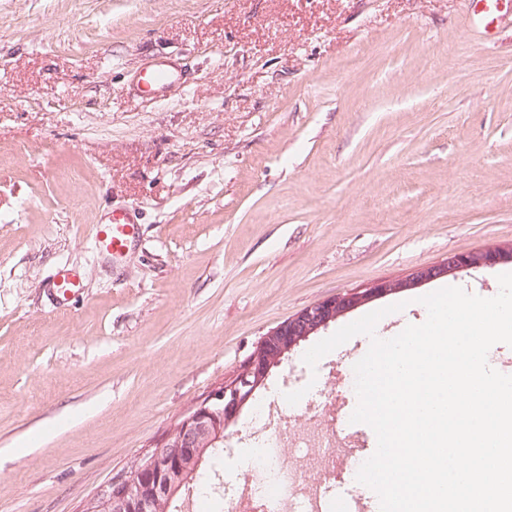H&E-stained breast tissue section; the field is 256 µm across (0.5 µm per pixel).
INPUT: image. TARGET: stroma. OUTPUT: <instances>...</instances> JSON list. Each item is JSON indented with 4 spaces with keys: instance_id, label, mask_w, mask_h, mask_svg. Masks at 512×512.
I'll return each instance as SVG.
<instances>
[{
    "instance_id": "1",
    "label": "stroma",
    "mask_w": 512,
    "mask_h": 512,
    "mask_svg": "<svg viewBox=\"0 0 512 512\" xmlns=\"http://www.w3.org/2000/svg\"><path fill=\"white\" fill-rule=\"evenodd\" d=\"M149 61L182 84L139 92ZM110 210L136 225L118 258L94 237ZM510 245L512 25L485 33L469 0H0V512H84L303 308ZM505 272L300 341L224 433L228 495L256 478L262 406L308 431L353 412L371 337Z\"/></svg>"
}]
</instances>
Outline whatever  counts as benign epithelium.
<instances>
[{
    "mask_svg": "<svg viewBox=\"0 0 512 512\" xmlns=\"http://www.w3.org/2000/svg\"><path fill=\"white\" fill-rule=\"evenodd\" d=\"M512 261V248H487L456 254L447 261L422 267L405 282L380 281L362 292L338 294L306 307L258 342L256 350L232 381L212 389L191 408L153 450L143 454L127 475L112 482V494L85 512H157L175 491L190 484L205 451L224 441L225 429L264 384L272 367L302 339L362 302L444 277L458 270L492 267Z\"/></svg>",
    "mask_w": 512,
    "mask_h": 512,
    "instance_id": "benign-epithelium-1",
    "label": "benign epithelium"
}]
</instances>
